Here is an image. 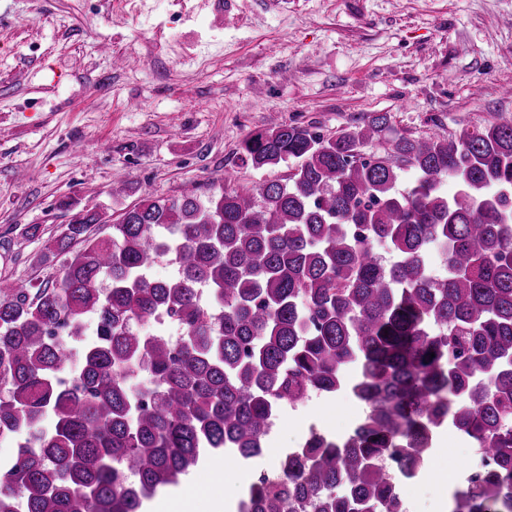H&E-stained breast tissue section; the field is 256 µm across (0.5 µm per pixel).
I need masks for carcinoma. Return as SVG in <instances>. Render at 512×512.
I'll return each mask as SVG.
<instances>
[{
    "instance_id": "carcinoma-1",
    "label": "carcinoma",
    "mask_w": 512,
    "mask_h": 512,
    "mask_svg": "<svg viewBox=\"0 0 512 512\" xmlns=\"http://www.w3.org/2000/svg\"><path fill=\"white\" fill-rule=\"evenodd\" d=\"M241 160L294 166L148 196L101 237L100 212L71 202L46 245L58 276L0 281V440H15L0 512H143L205 451L256 457L281 407L345 389L367 407L352 438L311 439L238 512L254 497L260 512H403L383 457L422 479L447 425L493 460L449 512H512V117L432 137L387 112L334 134L281 123L249 134ZM164 258L177 275L156 280ZM89 315L93 340L51 339L84 335Z\"/></svg>"
}]
</instances>
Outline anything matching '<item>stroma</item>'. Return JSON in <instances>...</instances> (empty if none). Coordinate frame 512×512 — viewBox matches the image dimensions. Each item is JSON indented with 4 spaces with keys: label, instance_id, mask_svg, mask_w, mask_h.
<instances>
[{
    "label": "stroma",
    "instance_id": "1",
    "mask_svg": "<svg viewBox=\"0 0 512 512\" xmlns=\"http://www.w3.org/2000/svg\"><path fill=\"white\" fill-rule=\"evenodd\" d=\"M130 66L116 68L113 58ZM387 112L416 136L512 115V0H0V278L52 280L44 243L67 201L116 215L147 195L256 171L239 147L278 123L329 134ZM126 193L111 196L114 183ZM38 225L34 238L22 230ZM365 406L346 392L289 412L246 473L276 468L310 427L343 432ZM426 485L399 486L408 512H448L470 443L438 432ZM246 485L200 467L180 479L186 512Z\"/></svg>",
    "mask_w": 512,
    "mask_h": 512
}]
</instances>
